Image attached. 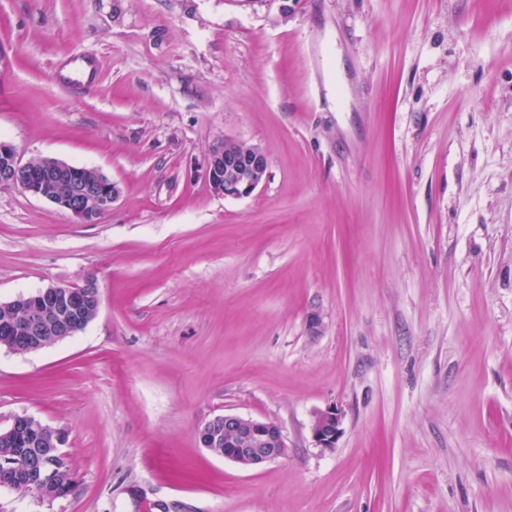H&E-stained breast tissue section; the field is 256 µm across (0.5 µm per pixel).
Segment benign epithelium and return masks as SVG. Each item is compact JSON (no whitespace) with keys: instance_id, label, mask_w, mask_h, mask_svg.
<instances>
[{"instance_id":"obj_1","label":"benign epithelium","mask_w":512,"mask_h":512,"mask_svg":"<svg viewBox=\"0 0 512 512\" xmlns=\"http://www.w3.org/2000/svg\"><path fill=\"white\" fill-rule=\"evenodd\" d=\"M28 162L22 161L16 148L0 141V186L18 189L34 198L46 200L69 211L80 222L91 224L98 214L112 210L121 189L103 173L92 181L86 179L85 169L66 162L43 158L41 173L47 177L65 180L70 191L64 195L51 194L44 189L39 177L25 178ZM268 158L255 146L242 152H228L223 148L210 154L206 177L210 188L217 195L243 198L252 195L266 178ZM94 294L95 304L101 305L99 286L92 277L76 283L53 284L30 294H20L0 303L3 308H18L23 317L5 322L6 331L17 334L13 344L6 349L14 353H30L44 348L41 335L51 332L59 340L76 335L85 328L84 309L89 305L88 295ZM340 417L336 409L319 413L313 423L315 445L328 449L336 445L340 433ZM42 426L25 414H15L7 424L0 425V442L14 445L38 443ZM55 448L37 466L33 458L20 455L8 468L11 486L28 491L38 497L59 498L58 464L65 460L62 451L64 435L54 430ZM199 443L209 452L224 449L221 457L246 469L257 468L285 456L288 445L281 426L269 420H258L238 414L226 413L204 422L197 430Z\"/></svg>"}]
</instances>
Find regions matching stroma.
Instances as JSON below:
<instances>
[{"label":"stroma","mask_w":512,"mask_h":512,"mask_svg":"<svg viewBox=\"0 0 512 512\" xmlns=\"http://www.w3.org/2000/svg\"><path fill=\"white\" fill-rule=\"evenodd\" d=\"M228 138L251 196L206 180ZM0 140L121 187L94 224L0 188V302L101 297L0 348V419L75 476L0 512H512V0H0ZM224 413L287 455L210 454ZM253 145L235 142L226 147L238 150ZM225 146L212 151L206 165L210 188L217 195L243 198L252 195L266 178L268 158L255 146L242 152H226ZM91 291L98 313L101 305L100 292L97 281L92 277L76 283L53 284L35 293L20 294L13 300L1 302L0 306L4 309L18 308L23 311L22 318H12L4 323L6 332L22 336H15L13 344L3 347L14 353H30L44 348L38 335L51 332L57 336V340L75 336L85 328L84 309L89 305L88 295ZM94 307L90 303L87 323L97 316L93 312ZM59 309L65 311L67 317L49 326L50 312ZM339 424L340 417L336 412V408H328L319 413L312 427L315 445L323 449L335 447L340 433ZM197 436L201 446L211 454L246 469L257 468L288 452L278 423L233 413H224L204 422L198 428ZM217 448H224V453L215 454Z\"/></svg>","instance_id":"obj_1"}]
</instances>
